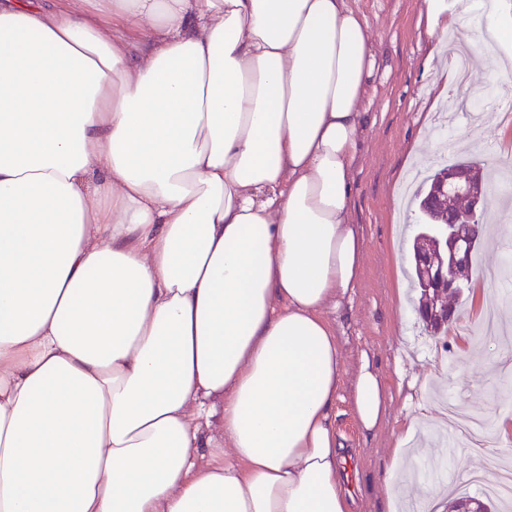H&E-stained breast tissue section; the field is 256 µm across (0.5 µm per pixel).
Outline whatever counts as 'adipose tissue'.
<instances>
[{
    "label": "adipose tissue",
    "instance_id": "ef3b65f1",
    "mask_svg": "<svg viewBox=\"0 0 512 512\" xmlns=\"http://www.w3.org/2000/svg\"><path fill=\"white\" fill-rule=\"evenodd\" d=\"M375 69L348 0H0V512H351Z\"/></svg>",
    "mask_w": 512,
    "mask_h": 512
}]
</instances>
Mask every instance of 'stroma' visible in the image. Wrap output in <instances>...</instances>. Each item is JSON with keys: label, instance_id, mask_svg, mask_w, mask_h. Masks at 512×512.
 Wrapping results in <instances>:
<instances>
[{"label": "stroma", "instance_id": "obj_1", "mask_svg": "<svg viewBox=\"0 0 512 512\" xmlns=\"http://www.w3.org/2000/svg\"><path fill=\"white\" fill-rule=\"evenodd\" d=\"M351 4L368 22L378 68L365 101L371 121L359 140L349 209V221L356 224L362 239V266L357 287L336 311V329L345 385H352L361 357H369L384 381L387 400L383 421L366 433L349 395L341 394L334 408L336 431L348 460L354 512H427L420 498L422 483H413L412 498L399 499L394 509L380 489L396 441L413 420L419 434L433 431V414L445 410L452 400L479 413L491 426L498 418L512 417V333L470 335L480 316L468 294L449 298L455 317L447 333H426L412 304L409 280L411 237L423 218L418 209L406 205L405 179L414 170L434 169L454 160L460 148L476 140L484 123L499 116L490 95L502 90L504 83L494 68L498 50L489 36H482L477 50L482 63L469 69L467 87L453 93L458 103L477 94L481 107L434 131L445 104L436 98L433 72L427 66L431 44L423 0H351ZM509 261L512 219L504 216L490 222L489 238L475 266L484 271L497 310L512 322V279L500 277ZM469 357L496 361L495 373L459 375ZM447 448L444 454H424V471L434 472L436 481L453 482L458 492L480 496L468 477L485 469V456L452 441Z\"/></svg>", "mask_w": 512, "mask_h": 512}]
</instances>
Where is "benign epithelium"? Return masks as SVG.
Masks as SVG:
<instances>
[{"mask_svg":"<svg viewBox=\"0 0 512 512\" xmlns=\"http://www.w3.org/2000/svg\"><path fill=\"white\" fill-rule=\"evenodd\" d=\"M450 192L468 197L473 213L481 210L486 195L483 185L454 169L439 175L428 198H440ZM477 234L478 225L468 223V214L450 212L443 223L436 225L428 240L419 241L415 260L428 288L418 312L429 327H442L453 318V311L440 303V297L464 288L470 244ZM448 512H489V507L480 498L471 497L454 502L448 507Z\"/></svg>","mask_w":512,"mask_h":512,"instance_id":"benign-epithelium-1","label":"benign epithelium"}]
</instances>
